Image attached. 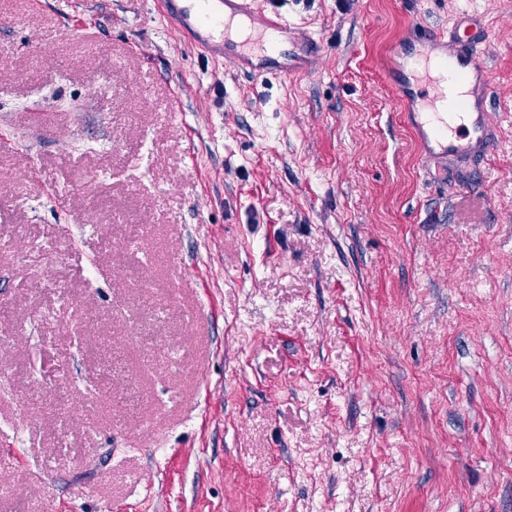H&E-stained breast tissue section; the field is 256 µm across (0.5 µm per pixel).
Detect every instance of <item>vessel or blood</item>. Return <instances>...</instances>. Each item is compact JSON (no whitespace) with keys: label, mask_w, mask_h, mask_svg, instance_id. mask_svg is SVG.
<instances>
[{"label":"vessel or blood","mask_w":512,"mask_h":512,"mask_svg":"<svg viewBox=\"0 0 512 512\" xmlns=\"http://www.w3.org/2000/svg\"><path fill=\"white\" fill-rule=\"evenodd\" d=\"M168 20L200 55L224 61L251 79L311 73L318 38L299 36L278 8L257 0H164ZM481 18L460 13L450 31L410 30L390 45L384 78L398 92L429 177L448 176L449 161L491 152L492 84L476 44Z\"/></svg>","instance_id":"1"}]
</instances>
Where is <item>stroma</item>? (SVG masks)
Instances as JSON below:
<instances>
[{
  "label": "stroma",
  "mask_w": 512,
  "mask_h": 512,
  "mask_svg": "<svg viewBox=\"0 0 512 512\" xmlns=\"http://www.w3.org/2000/svg\"><path fill=\"white\" fill-rule=\"evenodd\" d=\"M286 10L323 53L261 84L0 0V512H512V0ZM465 10L494 147L431 180L382 58Z\"/></svg>",
  "instance_id": "stroma-1"
}]
</instances>
